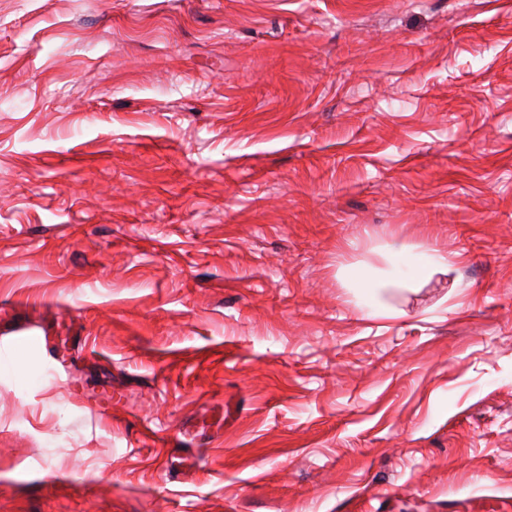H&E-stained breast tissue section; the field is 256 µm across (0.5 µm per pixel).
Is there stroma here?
Here are the masks:
<instances>
[{"mask_svg":"<svg viewBox=\"0 0 512 512\" xmlns=\"http://www.w3.org/2000/svg\"><path fill=\"white\" fill-rule=\"evenodd\" d=\"M0 512H512V0H0Z\"/></svg>","mask_w":512,"mask_h":512,"instance_id":"35a3bbf8","label":"stroma"}]
</instances>
